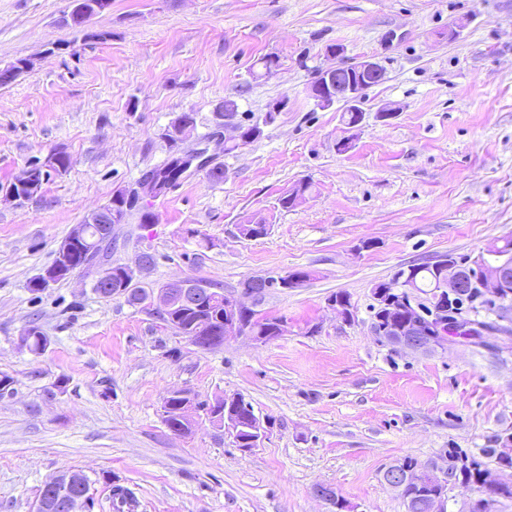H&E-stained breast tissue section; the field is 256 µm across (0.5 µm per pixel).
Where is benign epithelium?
I'll list each match as a JSON object with an SVG mask.
<instances>
[{"label":"benign epithelium","instance_id":"1","mask_svg":"<svg viewBox=\"0 0 512 512\" xmlns=\"http://www.w3.org/2000/svg\"><path fill=\"white\" fill-rule=\"evenodd\" d=\"M110 0H90L89 7L67 15L65 22L75 28L84 26L88 16L92 13H100L107 10ZM357 80L344 86H337L331 95H326L330 90V84L323 85L325 95L316 97V104L328 109L334 105L340 106L343 112H357L360 120L357 128L352 131L351 140H356L358 132L363 128L367 109L364 107L365 93L380 80L385 74V68L381 61L373 56L364 57L355 62ZM178 164L182 173L191 170L205 168L216 171L223 168L217 162V155L208 154V149H184L177 153ZM53 167H60V154L54 152L49 155L46 163H35L24 169L16 177L13 184L3 191V200L22 203L40 193L42 181L40 173ZM169 187L161 188L154 182H140V190L128 193V196L141 202L144 199H156L165 195ZM70 252L69 242L61 243L56 265L44 270L37 280L47 287L56 282L59 277L67 278L71 271L67 269V254ZM436 268L442 269L446 277L441 279L437 290L438 305H430V310L421 309L418 304V292L411 284H404L398 289H377L375 300L383 311V315L392 317L403 316L404 324L409 326L406 331L387 329L382 337V342L400 350L412 353L431 354L443 351L450 342H464L471 346L481 344L485 338L494 334L506 335L512 332V251L497 250L490 253V261L475 271L467 273L456 263L454 258L443 256L432 262ZM181 292L172 294L167 289H159L148 303V309L153 314H164L173 308L174 304L184 297L186 289L191 284L184 280L177 282ZM476 287L483 293L484 298L493 300L498 305V310L490 318L478 323L473 315L458 309L448 308V299L457 295L466 288ZM256 299L251 292L240 291L237 294L224 295V311L227 321L224 324V337L238 336L239 323L236 320L238 311L244 305L243 298ZM459 467H432V477L435 484L442 488V493L428 500L424 505L425 512H444L448 498L444 492L454 488L458 483ZM423 473L409 472L398 467H391L385 475V483L395 492L400 490L410 481H420ZM85 475L78 472H67L63 477L62 487L59 489L61 508L64 512H79L85 507L86 500L82 496L72 495L69 488L75 484L84 483ZM483 490L489 496L508 497L512 495V483L487 471L483 475Z\"/></svg>","mask_w":512,"mask_h":512}]
</instances>
